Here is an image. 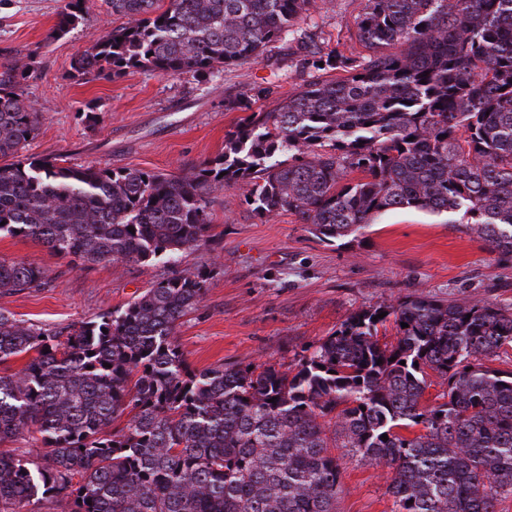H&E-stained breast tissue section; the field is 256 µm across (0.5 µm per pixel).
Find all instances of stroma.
<instances>
[{
  "instance_id": "stroma-1",
  "label": "stroma",
  "mask_w": 512,
  "mask_h": 512,
  "mask_svg": "<svg viewBox=\"0 0 512 512\" xmlns=\"http://www.w3.org/2000/svg\"><path fill=\"white\" fill-rule=\"evenodd\" d=\"M64 0H0V62L28 63L25 96L42 115L25 152L57 156L70 166L131 168L178 175L224 151L241 117L229 101L246 99L270 112L312 72L301 43L361 54L355 20L365 0H325L300 35L272 43L259 62L203 80L193 73L130 70L111 79L74 78L78 50L123 24L103 0H90L84 21L55 33ZM243 184L212 193L216 245L184 254L182 268L208 272L199 310L183 317L176 339L192 368L294 364L307 345L328 336L355 312L409 295L451 303L486 300L512 310V260L489 251L460 214L394 209L358 242H322L295 216L258 217ZM0 259L44 267L47 287L0 294V311L66 331L121 309L172 270L157 261L84 265L39 241L0 236ZM342 491L336 512H391L387 469L350 449L335 451Z\"/></svg>"
}]
</instances>
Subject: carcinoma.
Returning a JSON list of instances; mask_svg holds the SVG:
<instances>
[{
    "label": "carcinoma",
    "instance_id": "cac0c4a2",
    "mask_svg": "<svg viewBox=\"0 0 512 512\" xmlns=\"http://www.w3.org/2000/svg\"><path fill=\"white\" fill-rule=\"evenodd\" d=\"M107 3L127 22L77 52L82 79H207L259 60L317 7ZM86 12L67 0L57 34ZM355 26L367 54L316 52V76L272 112L234 103L246 116L224 154L178 175L22 154L41 114L24 97L29 67L1 63L0 234L150 266L207 244L211 193L242 182L255 215L286 212L321 241L393 209L460 212L511 257L512 0H366ZM206 281L176 270L65 336L0 312V365L36 353L0 373V445L26 432L41 457L0 451V512H336L335 448L389 469L392 512H497L512 494V376L485 365L512 344L511 311L414 295L354 313L285 370H197L175 329ZM48 284L37 265L0 261V294ZM389 320L396 341L382 343ZM431 371L447 388L425 406Z\"/></svg>",
    "mask_w": 512,
    "mask_h": 512
}]
</instances>
